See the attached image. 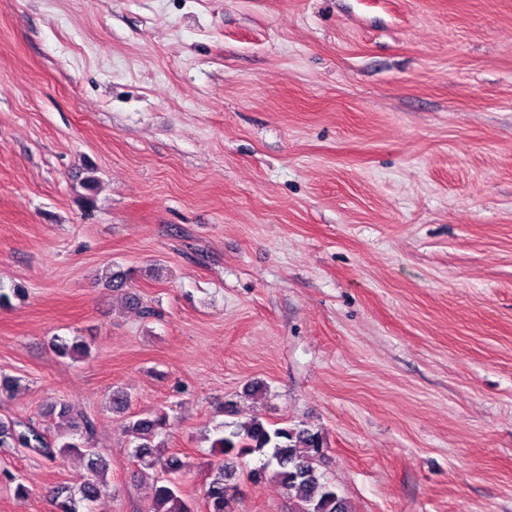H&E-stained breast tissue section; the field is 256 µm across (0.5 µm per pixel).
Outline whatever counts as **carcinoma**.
I'll return each instance as SVG.
<instances>
[{
	"mask_svg": "<svg viewBox=\"0 0 512 512\" xmlns=\"http://www.w3.org/2000/svg\"><path fill=\"white\" fill-rule=\"evenodd\" d=\"M52 346L61 357L86 356L89 347L78 337L56 336ZM46 414L59 419V433L49 438L45 432L21 421L0 419V449L24 448L47 458L58 454L79 455L88 459L89 475L75 487L65 486L55 493L56 512H91V505L107 490V474L112 470V458L104 455L89 443L79 430L90 434L93 424L75 415L67 402L51 404ZM169 419L164 414L149 413L129 422L127 435L134 444L133 456L147 469H159L149 487V512H189L182 497L180 476L184 462L177 456H163L155 439L166 434ZM324 445L321 433L299 425L271 428L260 418L240 424H222L215 429L211 452L219 460L209 465L210 481L206 483L204 497L207 512H235L236 498L229 493L232 470L224 465V457L244 458L256 453L265 461L255 476L265 474V469L275 466L273 476L278 479L292 501V512H348L345 499L336 486L325 481L314 467L315 458Z\"/></svg>",
	"mask_w": 512,
	"mask_h": 512,
	"instance_id": "1",
	"label": "carcinoma"
}]
</instances>
